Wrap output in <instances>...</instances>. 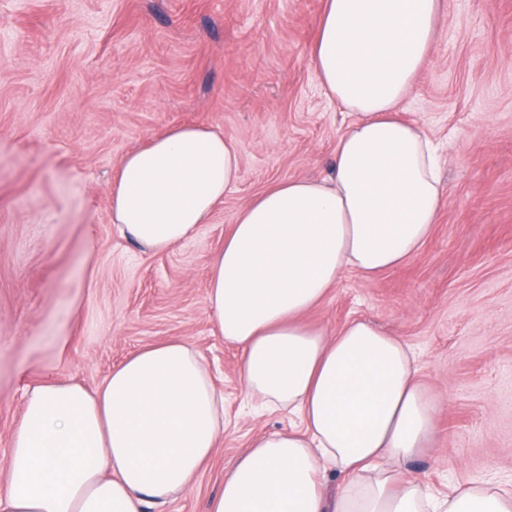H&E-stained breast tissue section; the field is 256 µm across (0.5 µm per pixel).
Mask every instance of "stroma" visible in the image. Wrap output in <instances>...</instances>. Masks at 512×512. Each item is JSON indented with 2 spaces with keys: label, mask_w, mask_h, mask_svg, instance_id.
<instances>
[{
  "label": "stroma",
  "mask_w": 512,
  "mask_h": 512,
  "mask_svg": "<svg viewBox=\"0 0 512 512\" xmlns=\"http://www.w3.org/2000/svg\"><path fill=\"white\" fill-rule=\"evenodd\" d=\"M323 0H0V486L27 390L94 389L179 338L224 395V436L195 483L153 512H207L259 434L240 350L206 304L209 260L242 205L330 172L350 115L310 59ZM402 117L444 146L447 205L419 253L373 281L346 273L311 322L362 319L411 345L438 407L407 462L434 492L512 480V0H447ZM196 124L240 150L236 187L195 236L147 251L112 222L128 152Z\"/></svg>",
  "instance_id": "obj_1"
}]
</instances>
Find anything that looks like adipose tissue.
Masks as SVG:
<instances>
[{"label":"adipose tissue","mask_w":512,"mask_h":512,"mask_svg":"<svg viewBox=\"0 0 512 512\" xmlns=\"http://www.w3.org/2000/svg\"><path fill=\"white\" fill-rule=\"evenodd\" d=\"M447 0H324L311 50L327 95L352 116L328 178L251 199L210 262L206 302L241 351L244 389L287 413L224 474L208 512H512V489L465 483L448 497L405 472L435 433L408 343L355 319L305 317L349 271L371 281L428 241L446 204L440 146L398 119ZM237 144L181 125L127 153L112 221L170 250L209 223L237 183ZM224 435V396L193 347L146 346L94 391L30 387L12 436L0 512H150L188 489Z\"/></svg>","instance_id":"obj_1"}]
</instances>
